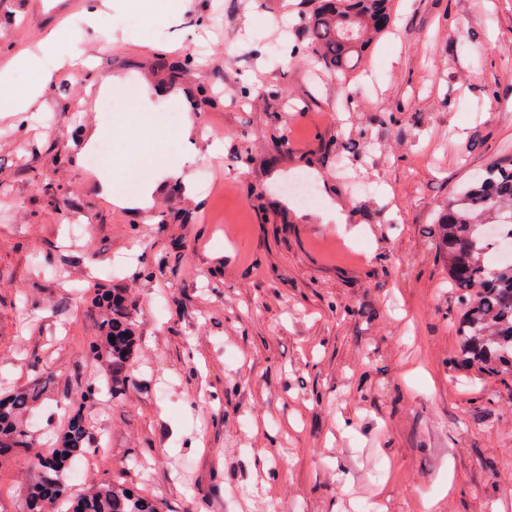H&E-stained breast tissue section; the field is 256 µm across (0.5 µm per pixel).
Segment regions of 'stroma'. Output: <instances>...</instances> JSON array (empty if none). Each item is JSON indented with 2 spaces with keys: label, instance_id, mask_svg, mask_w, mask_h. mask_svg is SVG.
I'll use <instances>...</instances> for the list:
<instances>
[{
  "label": "stroma",
  "instance_id": "1",
  "mask_svg": "<svg viewBox=\"0 0 512 512\" xmlns=\"http://www.w3.org/2000/svg\"><path fill=\"white\" fill-rule=\"evenodd\" d=\"M91 3L0 0V64L24 49L53 68L41 44L63 27L57 55L122 82L110 112L86 111L90 87L65 73L26 129L0 111V392L27 382L35 353L54 375L46 406L97 374L89 267L124 260L112 284L141 322L142 386L93 413L111 447L73 495L114 479L164 512H419L427 497L434 512H512V386L450 375L454 298L427 234L453 190L512 150V0H391L342 77L302 49L297 20L318 0H182L174 16L112 0L90 27ZM130 82L157 89L147 110ZM246 84L278 96L243 100ZM187 102L190 189L145 208L102 196L104 180L125 192L126 159L174 152ZM96 141L111 156L76 164ZM299 172L318 184L309 208L278 191ZM71 214L88 235L65 237ZM46 252L53 269L25 275ZM141 255L166 264L143 278ZM30 482L27 458L0 457V512H24Z\"/></svg>",
  "mask_w": 512,
  "mask_h": 512
}]
</instances>
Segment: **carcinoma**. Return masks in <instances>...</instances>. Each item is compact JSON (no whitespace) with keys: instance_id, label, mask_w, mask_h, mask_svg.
Returning <instances> with one entry per match:
<instances>
[{"instance_id":"obj_1","label":"carcinoma","mask_w":512,"mask_h":512,"mask_svg":"<svg viewBox=\"0 0 512 512\" xmlns=\"http://www.w3.org/2000/svg\"><path fill=\"white\" fill-rule=\"evenodd\" d=\"M390 0H326L301 17L309 41L307 51L324 68L347 74L366 51L369 32H380L390 16ZM512 225V156L494 162L448 197L435 216L429 235L436 254L448 269V287L457 310L450 313L457 347L448 368L477 379L512 382V263L492 265L487 247L489 231ZM89 305L97 316V333L85 344L87 354L102 365L100 374L77 382L78 396L65 403L66 421L54 444L32 458L33 481L28 512H161V502L136 488L113 481L95 485L87 494L72 497L66 474L73 458L92 451L91 410L102 399L122 401L137 387L134 380L141 353L136 305L124 288L101 282L86 273ZM115 341H110V337ZM54 384L38 354L32 355L30 379L0 393V456H27L38 439L29 424L32 412Z\"/></svg>"}]
</instances>
